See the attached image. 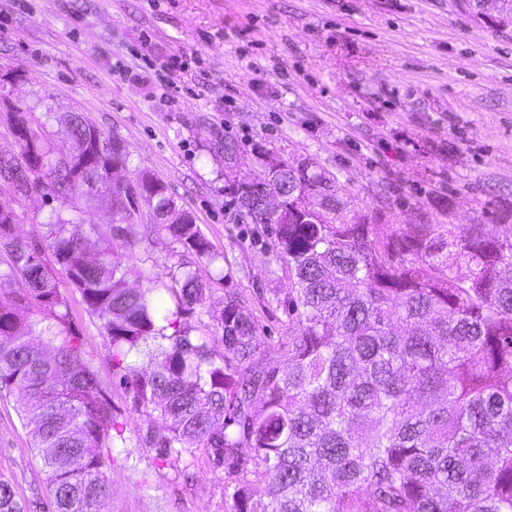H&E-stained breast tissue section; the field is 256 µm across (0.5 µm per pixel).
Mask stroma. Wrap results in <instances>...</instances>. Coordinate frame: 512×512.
Instances as JSON below:
<instances>
[{"label":"stroma","instance_id":"obj_1","mask_svg":"<svg viewBox=\"0 0 512 512\" xmlns=\"http://www.w3.org/2000/svg\"><path fill=\"white\" fill-rule=\"evenodd\" d=\"M180 70L165 68L172 56ZM22 77L13 98L35 113L79 112L129 152L119 179H160L207 238L216 263L176 249L141 208L125 235L143 287L167 307L164 283L194 273L216 293L241 294L265 330L285 295L274 236L235 218L224 143L236 169L261 176L255 149L308 157L333 174L354 210L394 224L424 213L434 224H482L498 233L512 209V31L478 25L454 0H0V75ZM0 203L31 244L53 206L41 191ZM69 324L94 350L112 411L131 429L107 468L101 512H230L223 471L158 465L137 435L164 428L134 411L112 373V349L65 272ZM0 476L27 512H48L40 458L14 396H0Z\"/></svg>","mask_w":512,"mask_h":512}]
</instances>
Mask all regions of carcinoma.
I'll return each mask as SVG.
<instances>
[{
  "instance_id": "cac0c4a2",
  "label": "carcinoma",
  "mask_w": 512,
  "mask_h": 512,
  "mask_svg": "<svg viewBox=\"0 0 512 512\" xmlns=\"http://www.w3.org/2000/svg\"><path fill=\"white\" fill-rule=\"evenodd\" d=\"M52 120L68 125L71 157H54L47 133L25 138L26 164L0 157L16 199L47 187L58 202L40 246L0 219V392L17 393L53 512H98L127 427L68 326L59 269L100 320L133 407L167 423L145 436L156 459L204 452L230 479V512H512L511 224L494 235L482 224H354L330 173L316 164L285 178L261 154L285 192L281 214L255 191L228 190L274 233L288 279L273 299L283 334H265L240 294L216 297L190 273L164 286L173 309L163 314L152 289L131 283L143 276L131 241L113 234L85 259L76 199L142 196L175 244L212 262L208 240L146 173L100 190L112 165H127L126 147L75 112L48 109L40 127ZM212 305L218 327L199 336L188 318ZM0 512H25L2 476Z\"/></svg>"
}]
</instances>
